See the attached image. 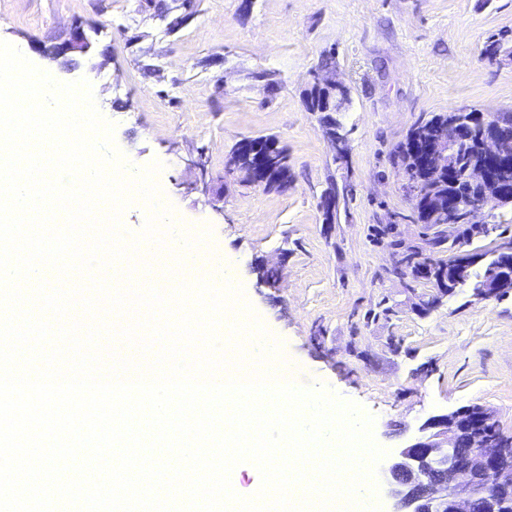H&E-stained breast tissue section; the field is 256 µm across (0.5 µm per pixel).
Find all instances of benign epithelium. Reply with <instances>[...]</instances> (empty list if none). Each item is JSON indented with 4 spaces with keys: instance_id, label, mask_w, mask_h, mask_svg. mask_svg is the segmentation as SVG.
Listing matches in <instances>:
<instances>
[{
    "instance_id": "obj_1",
    "label": "benign epithelium",
    "mask_w": 512,
    "mask_h": 512,
    "mask_svg": "<svg viewBox=\"0 0 512 512\" xmlns=\"http://www.w3.org/2000/svg\"><path fill=\"white\" fill-rule=\"evenodd\" d=\"M64 54H85L90 43L84 30L76 26L60 44ZM318 84L330 91L328 100L336 101V111L348 106L349 88L331 75L328 68L319 73ZM459 127L427 138L429 159L439 164L452 161L460 139ZM333 146L334 160H347V139L338 127L326 133ZM481 150L497 158L503 165L512 163V137L501 135L491 126L481 131ZM462 178L474 192L460 207L490 221L494 215L485 211L486 204L504 202L508 188L494 172L487 169L465 168ZM336 191L329 190L320 198L319 208L324 222L336 218ZM505 276L495 269L480 288L474 290L478 300L494 294ZM498 424L496 413L483 405H466L447 414L432 416L420 427L421 436L400 448L387 469L389 492L395 499L393 512H512V452L494 448L479 430L480 424ZM468 440L469 448L460 447Z\"/></svg>"
}]
</instances>
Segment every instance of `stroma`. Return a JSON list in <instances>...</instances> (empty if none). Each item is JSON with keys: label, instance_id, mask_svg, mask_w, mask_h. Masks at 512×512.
Returning <instances> with one entry per match:
<instances>
[{"label": "stroma", "instance_id": "1", "mask_svg": "<svg viewBox=\"0 0 512 512\" xmlns=\"http://www.w3.org/2000/svg\"><path fill=\"white\" fill-rule=\"evenodd\" d=\"M193 0L178 31L147 0H0V40L56 80L82 79L114 126L116 147L156 181L201 250L230 255L242 293L279 344L293 384L323 385L375 418L395 453L430 416L474 403L512 434V296L456 289L423 313L391 274L395 249L375 229L425 243L390 155L421 118L457 108L512 110V61H488V37L512 32V0ZM88 53L57 57L73 26ZM350 89L337 113L348 162L333 160L306 92L325 54ZM273 137L287 189L229 172L231 148ZM336 188L334 223L319 200ZM280 281H259L256 266Z\"/></svg>", "mask_w": 512, "mask_h": 512}]
</instances>
